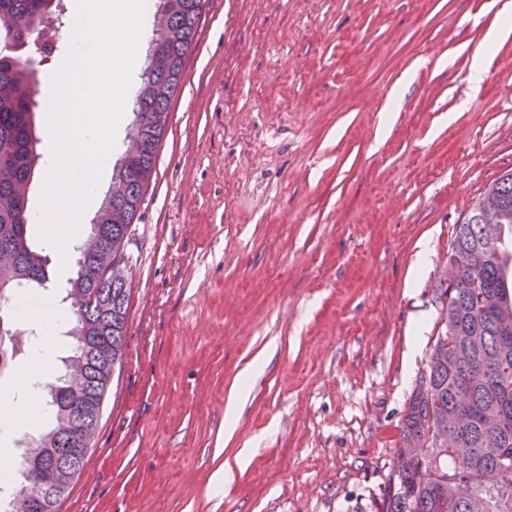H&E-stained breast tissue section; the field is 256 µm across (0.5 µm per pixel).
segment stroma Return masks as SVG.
Returning <instances> with one entry per match:
<instances>
[{
  "label": "stroma",
  "instance_id": "35a3bbf8",
  "mask_svg": "<svg viewBox=\"0 0 512 512\" xmlns=\"http://www.w3.org/2000/svg\"><path fill=\"white\" fill-rule=\"evenodd\" d=\"M507 6L208 0L128 230L94 465L59 512H382L455 226L512 169V37L484 44ZM70 43L22 52L36 103Z\"/></svg>",
  "mask_w": 512,
  "mask_h": 512
}]
</instances>
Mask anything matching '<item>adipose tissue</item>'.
<instances>
[{"mask_svg":"<svg viewBox=\"0 0 512 512\" xmlns=\"http://www.w3.org/2000/svg\"><path fill=\"white\" fill-rule=\"evenodd\" d=\"M25 320L36 333L33 358L13 388L0 391V438L10 437L17 425L34 424L45 417L44 406L32 397L31 391L62 344L58 334L60 316L31 312Z\"/></svg>","mask_w":512,"mask_h":512,"instance_id":"obj_1","label":"adipose tissue"}]
</instances>
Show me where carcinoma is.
<instances>
[{
  "instance_id": "carcinoma-1",
  "label": "carcinoma",
  "mask_w": 512,
  "mask_h": 512,
  "mask_svg": "<svg viewBox=\"0 0 512 512\" xmlns=\"http://www.w3.org/2000/svg\"><path fill=\"white\" fill-rule=\"evenodd\" d=\"M205 0H158L153 34L131 105L138 148L112 171L96 223L79 247L62 301L83 300L69 331L79 377L64 374L45 405L52 425L33 442L15 496L27 512H58L87 461L105 396L121 364L130 292L112 264H127L128 229L154 169L170 102L192 49ZM69 0H0V304L49 280L50 256L30 243L29 183L35 152L32 72L14 54L34 35L55 51ZM448 263L458 282L440 292L441 331L430 353L429 388L416 385L395 457L400 467L383 512H512V170L499 177L456 225ZM0 314V374L27 360L32 343ZM463 455L471 466L454 469Z\"/></svg>"
}]
</instances>
